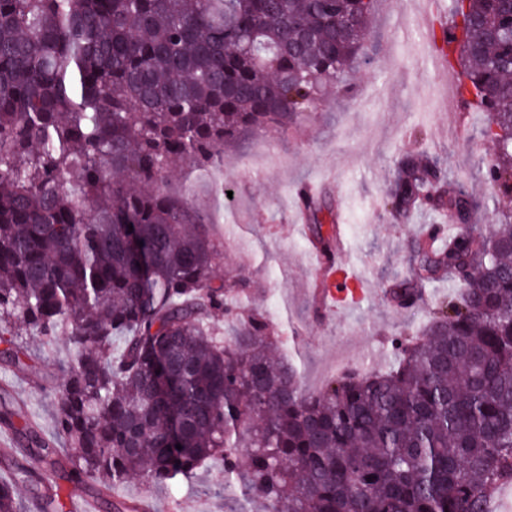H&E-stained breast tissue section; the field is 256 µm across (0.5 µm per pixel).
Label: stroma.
I'll return each instance as SVG.
<instances>
[{"instance_id": "stroma-1", "label": "stroma", "mask_w": 512, "mask_h": 512, "mask_svg": "<svg viewBox=\"0 0 512 512\" xmlns=\"http://www.w3.org/2000/svg\"><path fill=\"white\" fill-rule=\"evenodd\" d=\"M421 12L423 25L411 31L398 26L401 9ZM424 0H377L367 35V54L347 73L346 88H331L321 105L302 113L286 132L269 129L224 151L220 174L201 172L174 161L169 182L173 191L189 194L195 207L210 216V234L221 256L216 281L237 287L246 277L256 290L255 307L273 330L288 342V356L305 390L315 392L348 369H384L392 360L391 338L421 324L426 309L409 311L395 305L386 290L407 270L414 240L435 215L416 213L406 224L392 219L384 205L400 159L410 153L436 157L449 177L467 182L480 208V224L495 221L494 192L484 178L492 150L481 131L482 113L463 100L434 107L428 90L454 93L450 76L413 68L404 57L420 43L437 56L429 25L448 23ZM458 127L448 137V126ZM340 212L347 249L334 256L350 279L374 290L371 298L318 304L322 287L314 224H327ZM28 366L0 371L13 402L23 410L17 426L36 424L54 432L50 380L70 355L62 341L47 347L31 342ZM46 489H60L63 512H106L88 489L61 484L57 474L39 461L29 463ZM224 462L215 459L199 469L192 482L172 489L149 487L131 476L119 489L130 503H146L150 512H226L222 491Z\"/></svg>"}]
</instances>
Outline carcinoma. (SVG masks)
I'll return each mask as SVG.
<instances>
[{
    "instance_id": "carcinoma-1",
    "label": "carcinoma",
    "mask_w": 512,
    "mask_h": 512,
    "mask_svg": "<svg viewBox=\"0 0 512 512\" xmlns=\"http://www.w3.org/2000/svg\"><path fill=\"white\" fill-rule=\"evenodd\" d=\"M375 4L0 0V353L17 367L31 338L71 348L52 435L0 417V512H59L28 459L137 512L115 497L129 476L176 486L217 456L224 496L241 489L261 512H498L512 484V0H448L441 52L488 113L498 223L440 250L415 242L392 299L443 277L457 290L392 339L389 368L305 391L267 317L239 312L249 281L231 293L211 275V220L166 185L173 160L215 167L225 145L344 86ZM387 203L399 223L477 206L414 155Z\"/></svg>"
}]
</instances>
